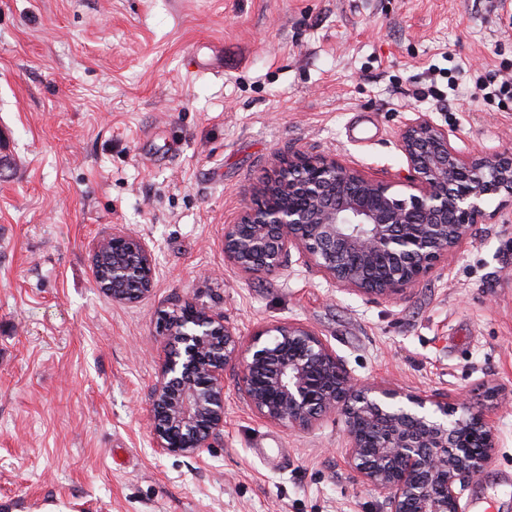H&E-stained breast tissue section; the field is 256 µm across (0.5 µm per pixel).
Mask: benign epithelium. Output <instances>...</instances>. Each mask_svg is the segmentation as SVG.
Returning <instances> with one entry per match:
<instances>
[{
	"label": "benign epithelium",
	"instance_id": "1",
	"mask_svg": "<svg viewBox=\"0 0 512 512\" xmlns=\"http://www.w3.org/2000/svg\"><path fill=\"white\" fill-rule=\"evenodd\" d=\"M398 146L405 193L332 156L277 159L258 196L224 225V257L244 274H269L295 249L338 289L406 293L472 242L475 225L494 219L485 204L512 194V151L465 154L420 113L406 121ZM93 266L114 301L137 302L154 288L153 250L130 231L101 239ZM160 327L167 353L152 389L151 432L166 452L194 455L224 429L229 369L267 422L308 430L323 416L340 417L349 468L384 495L387 512H462L460 487L480 476L496 448L486 412L460 397L362 382L303 323L266 325L244 343L224 316L186 299L161 313Z\"/></svg>",
	"mask_w": 512,
	"mask_h": 512
}]
</instances>
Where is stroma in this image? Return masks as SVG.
Segmentation results:
<instances>
[{
    "instance_id": "1",
    "label": "stroma",
    "mask_w": 512,
    "mask_h": 512,
    "mask_svg": "<svg viewBox=\"0 0 512 512\" xmlns=\"http://www.w3.org/2000/svg\"><path fill=\"white\" fill-rule=\"evenodd\" d=\"M213 55L223 74L189 70ZM488 72L512 76V0H0V512H384L338 417L265 422L233 369L210 446L156 448L159 313L188 298L245 340L309 325L360 380L477 403L495 385L497 445L461 504L512 512V197L391 298L337 289L295 256L256 275L224 258L225 225L276 158L393 180L418 113L463 152L512 148V110L475 89ZM116 228L154 253L136 303L95 282Z\"/></svg>"
}]
</instances>
